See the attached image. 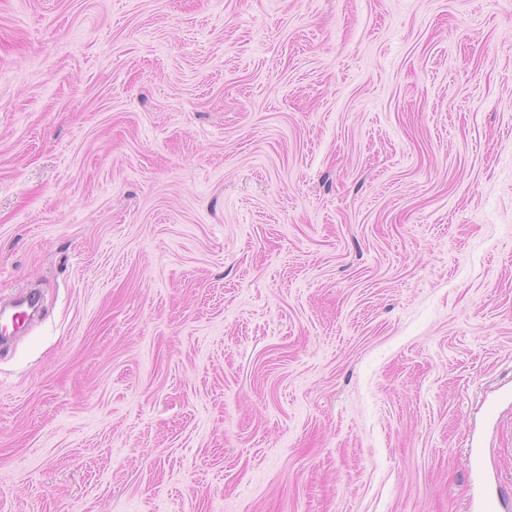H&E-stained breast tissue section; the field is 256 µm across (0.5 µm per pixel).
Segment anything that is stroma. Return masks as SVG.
<instances>
[{
  "label": "stroma",
  "instance_id": "35a3bbf8",
  "mask_svg": "<svg viewBox=\"0 0 512 512\" xmlns=\"http://www.w3.org/2000/svg\"><path fill=\"white\" fill-rule=\"evenodd\" d=\"M0 512L512 504V0H0Z\"/></svg>",
  "mask_w": 512,
  "mask_h": 512
}]
</instances>
